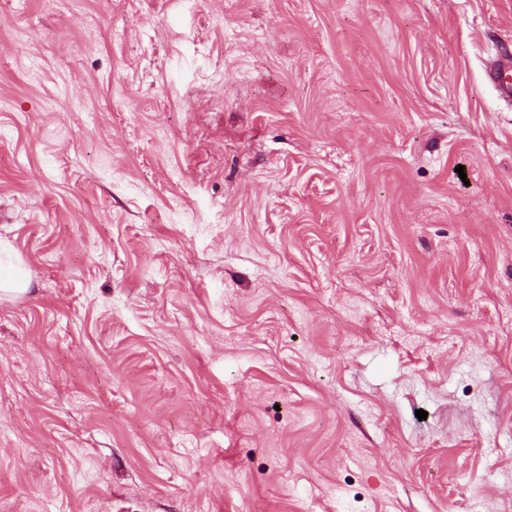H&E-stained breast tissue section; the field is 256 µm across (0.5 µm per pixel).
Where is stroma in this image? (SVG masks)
Listing matches in <instances>:
<instances>
[{
	"instance_id": "obj_1",
	"label": "stroma",
	"mask_w": 512,
	"mask_h": 512,
	"mask_svg": "<svg viewBox=\"0 0 512 512\" xmlns=\"http://www.w3.org/2000/svg\"><path fill=\"white\" fill-rule=\"evenodd\" d=\"M498 50L512 0H0V512H512Z\"/></svg>"
}]
</instances>
